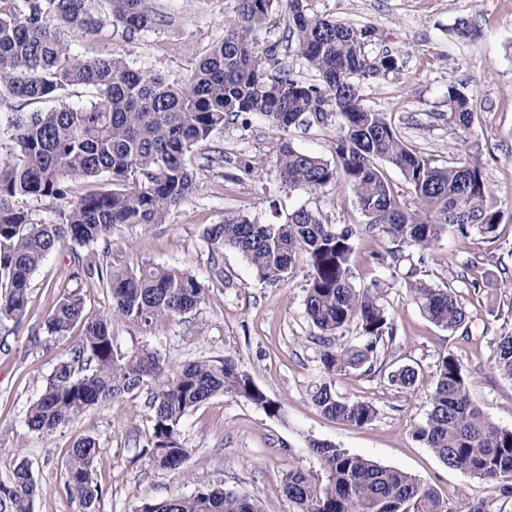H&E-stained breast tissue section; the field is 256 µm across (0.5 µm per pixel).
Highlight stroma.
I'll return each mask as SVG.
<instances>
[{
    "label": "stroma",
    "instance_id": "35a3bbf8",
    "mask_svg": "<svg viewBox=\"0 0 512 512\" xmlns=\"http://www.w3.org/2000/svg\"><path fill=\"white\" fill-rule=\"evenodd\" d=\"M164 20L131 37L103 24L97 33L68 34L72 49L87 58L124 57L135 68L172 80L189 78L197 62L224 37V20L238 0H150ZM310 12L374 27L365 47L369 57L392 52L397 70L360 81L367 106L387 113L402 139L436 165L456 158L459 145L440 112L447 109L449 80L473 95L471 131L485 181L502 210L495 241L477 230L448 228L425 254L411 252L399 269L388 267L393 242L384 235H361L352 257L358 286L381 280L394 317L396 338L371 370L338 376L344 398L367 400L376 408L371 423L351 426L320 413L311 386L321 374V347L312 338L304 306L306 271L276 284L260 282L234 250L212 251L205 239L210 225L242 213L262 223L284 221L295 209L318 212L340 226L366 218L347 183L304 192L279 178L277 151L282 137L258 114H244L215 130L198 145L190 162L199 190L172 209L162 224L118 226L111 247L100 244L52 252L30 280L21 323L0 326V481L8 479L16 456L29 462L40 488L37 512H81L64 489L67 453L82 437L100 446L95 478L103 489L97 512H137L145 502L191 494L197 482L220 481L258 499L263 512H290L282 493L284 474L300 469L321 476L310 440L329 441L350 453L372 458L433 485L448 512L461 501L485 503L488 512H512V498L493 484L448 468L413 432L426 418L433 366L440 353L454 352L467 365L469 392L496 425L512 429V380L494 369V341L512 330V289L493 290L488 279L512 271V0H306ZM224 153L222 167H208L213 151ZM251 161L256 174L241 172ZM97 264L135 267L159 264L188 271L208 288L204 301L174 322L146 331L119 321L112 325L115 349L146 346L183 365L199 359L232 357L254 383L282 406V418L268 417L242 398L227 394L192 411L182 426L190 454L179 470L137 460L151 429L145 394L127 395L94 406L73 422L41 437L29 430L26 412L42 392L58 359L69 357L75 337L51 338L45 321L64 290H78L90 311L108 304L97 281L78 274L74 255ZM477 261L476 269L466 264ZM457 295L472 319L448 333L428 321L410 302L405 274ZM479 287H472V280ZM402 365L418 369L415 386L399 389L387 379Z\"/></svg>",
    "mask_w": 512,
    "mask_h": 512
}]
</instances>
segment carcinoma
Listing matches in <instances>:
<instances>
[{
	"label": "carcinoma",
	"mask_w": 512,
	"mask_h": 512,
	"mask_svg": "<svg viewBox=\"0 0 512 512\" xmlns=\"http://www.w3.org/2000/svg\"><path fill=\"white\" fill-rule=\"evenodd\" d=\"M108 20L133 36L157 25L160 14L147 0H21L0 11V99L28 103L57 101L40 112L7 117L14 149L0 160V322L19 323L26 314L34 272L64 243L86 246L108 241L118 225L163 224L171 209L199 188L189 154L233 117L256 113L287 133L293 128L328 126L337 119L334 162L281 142L279 178L305 192L345 179L367 222L328 224L320 214L299 208L283 223L260 224L238 214L207 228L213 250L229 248L268 283L285 280L296 261L308 268L305 315L327 340L320 353L322 374L310 398L324 415L362 426L376 416L367 400H346L336 377L373 365L395 340L394 319L384 303L385 284L358 287L351 271L355 241L379 233L397 244L392 264L404 249L429 250L455 226L476 229L492 242L500 211L485 182L469 135L475 120L472 96L448 80V111L442 113L457 137L462 157L444 166L409 147L386 113L363 103L358 79L397 69L389 54L370 58L366 43L373 28H356L308 12L305 0H285L287 42L318 77L305 83L279 66V43L262 44L257 33L270 22L273 0H240L237 16L224 24V39L196 65L185 82L148 74L122 57L88 59L71 50L65 32H87ZM89 87L82 106L62 102L71 87ZM399 169L417 204L401 205L383 175L382 164ZM99 185L75 199L55 224L32 222L18 206L23 198L65 201L74 180ZM77 269L95 276L110 297L109 311L88 310L82 295L66 290L48 315L47 332L66 338L80 330L70 358L58 361L27 410L28 428L44 437L91 407L145 389L151 432L138 457L149 465L178 470L188 456L180 429L190 412L218 395L233 394L281 416V405L259 388L231 358L172 365L157 352L138 348L121 353L113 346L112 319L150 329L160 320L182 317L204 300L208 288L188 271L148 264L136 269L95 266L75 256ZM409 300L434 325L455 333L470 320L448 289L423 280L405 282ZM353 325L355 342H341ZM493 368L512 380V331L495 340ZM418 371L399 367L388 381L410 388ZM426 420L414 437L446 466L490 482L512 497V430L497 426L470 398L468 372L454 353L439 356ZM320 462V478L290 470L282 493L293 512H446L432 485L417 477L352 454L320 440L309 443ZM99 444L79 439L66 459L64 491L82 512H96L103 489L94 477ZM38 485L30 464L19 461L0 482V512H35ZM143 512H263L260 503L224 488L200 483L190 495L145 503Z\"/></svg>",
	"instance_id": "cac0c4a2"
}]
</instances>
